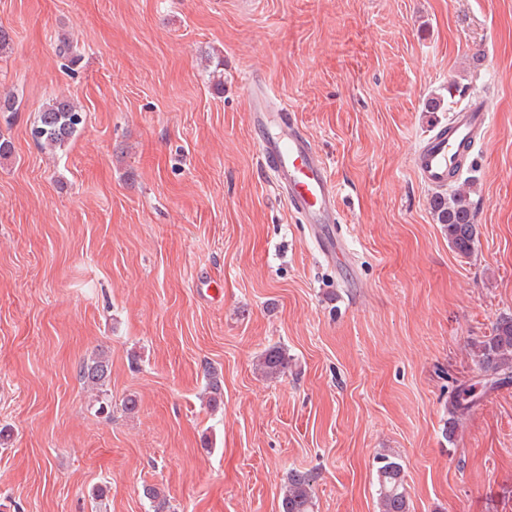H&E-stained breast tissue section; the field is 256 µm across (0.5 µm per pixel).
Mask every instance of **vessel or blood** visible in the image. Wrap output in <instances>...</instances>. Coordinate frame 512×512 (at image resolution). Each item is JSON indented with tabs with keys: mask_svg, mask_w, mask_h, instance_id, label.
<instances>
[{
	"mask_svg": "<svg viewBox=\"0 0 512 512\" xmlns=\"http://www.w3.org/2000/svg\"><path fill=\"white\" fill-rule=\"evenodd\" d=\"M250 109L266 170L283 189L290 209L308 224L326 259L335 260L347 248L337 235L336 185L322 155L291 110L274 107L269 95L255 92ZM489 116V104L483 99L450 113L447 124L422 140L411 156L419 181L432 189L446 188L485 136Z\"/></svg>",
	"mask_w": 512,
	"mask_h": 512,
	"instance_id": "b4317fda",
	"label": "vessel or blood"
}]
</instances>
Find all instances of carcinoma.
Returning <instances> with one entry per match:
<instances>
[{
    "mask_svg": "<svg viewBox=\"0 0 512 512\" xmlns=\"http://www.w3.org/2000/svg\"><path fill=\"white\" fill-rule=\"evenodd\" d=\"M84 121L80 106L67 97H56L40 110L31 135L40 147L60 150L74 138ZM431 210L437 223L443 225L448 234L450 246L462 256L470 255L478 237V224L476 208L469 193L464 190L450 195L439 193L431 199ZM474 357L489 386L512 379L511 316H503L496 321L490 334L475 346ZM289 363L286 350L273 346L260 355L257 368L265 377L277 379L288 372ZM109 373V360L103 355L87 360L79 369L82 383L104 398L107 397ZM475 403L473 390H455L448 400V425L454 426ZM374 462L378 512H410L405 469L399 455L383 451L376 455ZM314 482V476L307 471H290L282 491L281 512H315ZM142 491L153 504L154 512H170L169 499L159 487L145 485Z\"/></svg>",
    "mask_w": 512,
    "mask_h": 512,
    "instance_id": "cac0c4a2",
    "label": "carcinoma"
}]
</instances>
